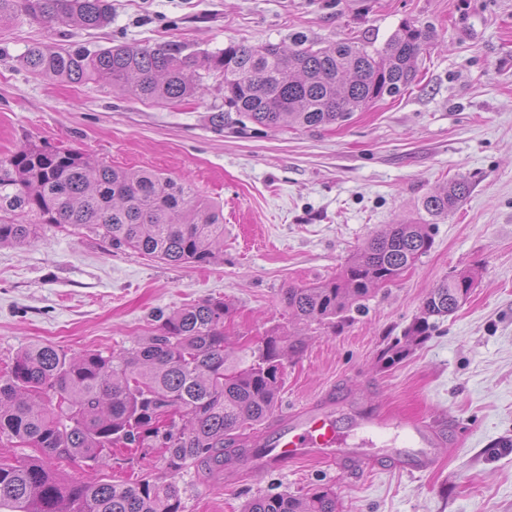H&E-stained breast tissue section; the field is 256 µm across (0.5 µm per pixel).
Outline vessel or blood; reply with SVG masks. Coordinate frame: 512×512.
Returning a JSON list of instances; mask_svg holds the SVG:
<instances>
[{"mask_svg":"<svg viewBox=\"0 0 512 512\" xmlns=\"http://www.w3.org/2000/svg\"><path fill=\"white\" fill-rule=\"evenodd\" d=\"M450 444L443 422L371 412L352 397H340L331 390L284 412L272 426L255 431L236 465L264 474L310 459L360 470L380 460L395 469L425 473L435 467L438 449ZM376 445L385 447L383 458L370 454V447Z\"/></svg>","mask_w":512,"mask_h":512,"instance_id":"obj_1","label":"vessel or blood"}]
</instances>
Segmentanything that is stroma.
<instances>
[{"label":"stroma","instance_id":"obj_1","mask_svg":"<svg viewBox=\"0 0 512 512\" xmlns=\"http://www.w3.org/2000/svg\"><path fill=\"white\" fill-rule=\"evenodd\" d=\"M111 25L83 31L22 17L0 26V157L26 141L191 181L224 207V254L170 263L116 249L88 230L42 225L28 246H0V368L37 343L119 352L152 316L211 297L232 304L234 346L272 330L302 339L286 364L278 410L331 389L403 417L447 418L450 448L428 473L355 474L319 461L220 479H179L185 512H242L269 492L321 487L337 512H512V0H112ZM433 38L416 81L342 123L268 128L224 107L204 75L196 98L155 104L106 81L66 84L28 73V46L96 50L175 43L184 53L236 42L362 41L383 47L403 23ZM470 192L445 218L421 200L448 179ZM426 224L433 244L393 284L337 326L292 317L285 290L336 277L387 225ZM471 271L467 302L428 336L407 330L429 291ZM395 364L383 355L393 345ZM115 482L165 477L157 452H122Z\"/></svg>","mask_w":512,"mask_h":512}]
</instances>
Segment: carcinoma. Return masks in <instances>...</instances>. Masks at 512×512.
I'll return each mask as SVG.
<instances>
[{"mask_svg":"<svg viewBox=\"0 0 512 512\" xmlns=\"http://www.w3.org/2000/svg\"><path fill=\"white\" fill-rule=\"evenodd\" d=\"M101 29L112 0H0V26L16 17ZM430 31L405 24L378 49L366 41L321 46L230 43L200 56L175 44H117L96 51L34 45L23 66L41 78L70 83L106 80L122 94L157 104L192 98L201 72L224 81V105L266 127L332 126L417 78ZM470 192L461 178L425 197L440 217ZM42 224L87 229L117 249L173 263L207 264L224 251L223 207L193 183L160 171L127 170L91 161L75 149L32 141L0 158V245L24 246ZM431 247L422 224H391L352 255L336 277L291 286L283 301L307 323L336 325L353 304L395 282ZM475 275L459 272L431 289L413 333L430 332L432 317L458 309ZM234 308L222 299L156 316L145 338L119 353L71 354L33 344L0 372V439L22 442L39 456L0 462V512H183L178 477L190 466L211 469L235 455L238 432L275 410L285 360L297 340L272 332L262 345L231 350L224 323ZM157 449L169 478L133 483L105 478L74 484L54 468L78 460L99 469L114 448ZM243 512H336V497L267 494Z\"/></svg>","mask_w":512,"mask_h":512,"instance_id":"1","label":"carcinoma"}]
</instances>
